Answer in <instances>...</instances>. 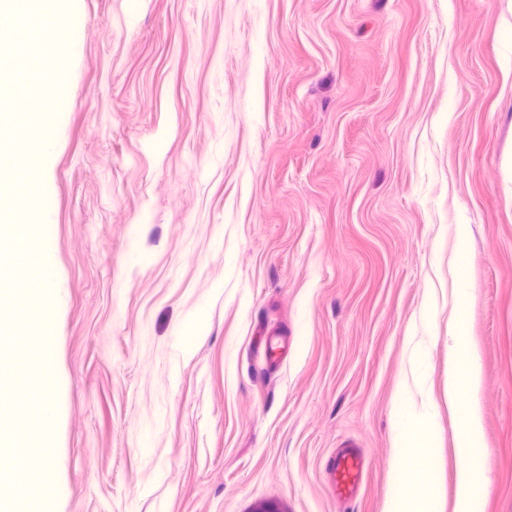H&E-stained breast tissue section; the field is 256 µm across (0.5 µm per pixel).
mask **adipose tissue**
<instances>
[{"label": "adipose tissue", "instance_id": "1", "mask_svg": "<svg viewBox=\"0 0 512 512\" xmlns=\"http://www.w3.org/2000/svg\"><path fill=\"white\" fill-rule=\"evenodd\" d=\"M482 370L476 351L468 344L453 341L448 345V405L456 411L457 447L469 456L470 462L456 474L457 494L454 512H475L474 489L479 479L482 461L473 451L482 445V412L480 390ZM468 394L467 403H460V394ZM395 446L410 469L394 474L391 494L392 512H440V486L431 481L421 486L415 499H406L403 486L411 470L430 465L437 446L438 432L433 406L421 400L419 406L399 413L394 426Z\"/></svg>", "mask_w": 512, "mask_h": 512}]
</instances>
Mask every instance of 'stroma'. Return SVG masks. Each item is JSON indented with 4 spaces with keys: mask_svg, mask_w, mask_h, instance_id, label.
<instances>
[{
    "mask_svg": "<svg viewBox=\"0 0 512 512\" xmlns=\"http://www.w3.org/2000/svg\"><path fill=\"white\" fill-rule=\"evenodd\" d=\"M71 6L75 58L44 0H0L45 49L26 137L0 128V388L47 360L0 437L23 425L53 474L0 469V512H388L418 353L443 444L403 493L441 477L452 512L455 302L483 366L477 512H512V0ZM346 438L369 460L351 501L325 470ZM53 222V209L49 202L46 200L40 217L39 239L41 244V264L50 270L53 267L51 251V245L54 237ZM49 277L50 272L47 270V274L45 276L38 277V283L44 282Z\"/></svg>",
    "mask_w": 512,
    "mask_h": 512,
    "instance_id": "1",
    "label": "stroma"
}]
</instances>
